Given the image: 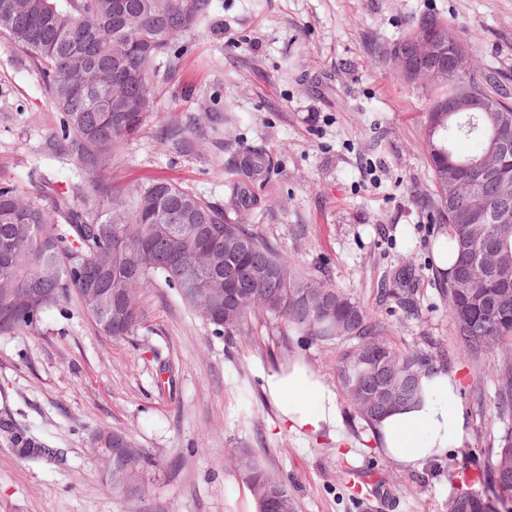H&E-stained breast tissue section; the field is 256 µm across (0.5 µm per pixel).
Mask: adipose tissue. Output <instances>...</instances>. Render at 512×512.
I'll list each match as a JSON object with an SVG mask.
<instances>
[{
	"label": "adipose tissue",
	"mask_w": 512,
	"mask_h": 512,
	"mask_svg": "<svg viewBox=\"0 0 512 512\" xmlns=\"http://www.w3.org/2000/svg\"><path fill=\"white\" fill-rule=\"evenodd\" d=\"M419 382L421 401L388 412L368 431L371 445L382 448L389 460L411 469L445 456L449 449L461 447L470 439L454 374L439 368L425 370ZM264 388L289 431L318 436L339 422L335 393L303 358H295L287 369L266 375Z\"/></svg>",
	"instance_id": "adipose-tissue-1"
}]
</instances>
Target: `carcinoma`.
Returning a JSON list of instances; mask_svg holds the SVG:
<instances>
[{
  "instance_id": "1",
  "label": "carcinoma",
  "mask_w": 512,
  "mask_h": 512,
  "mask_svg": "<svg viewBox=\"0 0 512 512\" xmlns=\"http://www.w3.org/2000/svg\"><path fill=\"white\" fill-rule=\"evenodd\" d=\"M212 8V0H0V34L10 48L24 53L42 75L45 92L60 112L54 141L83 172L79 192L86 199L102 198L107 205L94 210L59 193L54 210L27 199L18 187L0 184V301L32 288L42 289L40 307L20 309L11 322L0 324V335L35 331L42 315L63 309L77 296L82 307L93 298L85 294L87 268L128 271L129 315L118 331L97 328L115 342L135 336L141 321L138 295L160 280L181 301L201 315L215 336L233 341L253 317H267L285 330L311 341L347 338L354 341L339 374L354 413L370 423L384 415L391 390L402 393L396 405L421 398L419 376L424 359L382 342L386 328L345 292L304 271L249 224L231 218L254 202L250 184L268 171L265 154L248 149L229 186L224 207L168 182H156L117 198L99 178L115 151L144 125L151 102L152 77L159 57L178 56L177 44ZM435 25L465 43L448 21L429 15L414 23L407 35ZM466 88H477L502 106L512 104L498 92L495 73L473 69L448 84L431 89L430 105ZM500 113L426 112L422 139L433 185L438 223L448 225V255L455 258L446 283L448 317L461 346L473 360L489 348L500 347L494 408L498 418H512V224H487L469 215L463 201L473 196L479 165L498 155ZM470 145L460 155L454 143ZM461 201L448 211V195ZM182 226L167 265L155 255L169 247L161 226ZM234 259L240 280L254 271L265 275L241 301L219 303L221 285L204 294L181 291L182 275L210 267L224 275ZM133 449L129 474L110 488L123 495L145 490L146 477L161 466L145 448ZM18 451L27 458L51 457L46 448L17 435ZM232 463L248 489L255 512H278L277 499L298 505L288 487L269 474L254 455L242 449ZM489 494L454 491L448 506L457 512H498L512 503V426L499 436L497 450L487 460Z\"/></svg>"
}]
</instances>
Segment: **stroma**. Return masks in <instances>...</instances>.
<instances>
[{
	"label": "stroma",
	"instance_id": "stroma-1",
	"mask_svg": "<svg viewBox=\"0 0 512 512\" xmlns=\"http://www.w3.org/2000/svg\"><path fill=\"white\" fill-rule=\"evenodd\" d=\"M428 14L447 19L512 94V0H214L176 66L158 65L145 124L100 178L116 191L165 179L220 206L243 149L265 151L272 171L244 223L326 272L386 327L389 345L454 372L470 442L417 470L368 446L338 375L350 341L310 343L255 319L228 343L173 290L152 288L133 342L117 343L74 299L38 331L0 336V512H252L229 461L240 448L287 483L298 512H446L461 485L487 490L478 472L504 428L493 410L500 352L475 362L457 342L435 262L448 227L434 218L421 137L429 94L386 56ZM59 119L28 58L0 39V183L46 207L45 185L80 199L79 170L54 145ZM408 271L414 314L380 295ZM296 357L336 392L334 432L288 431L264 393V376ZM104 429L161 459L145 495L103 482L92 438ZM17 431L56 456L22 457Z\"/></svg>",
	"mask_w": 512,
	"mask_h": 512
}]
</instances>
